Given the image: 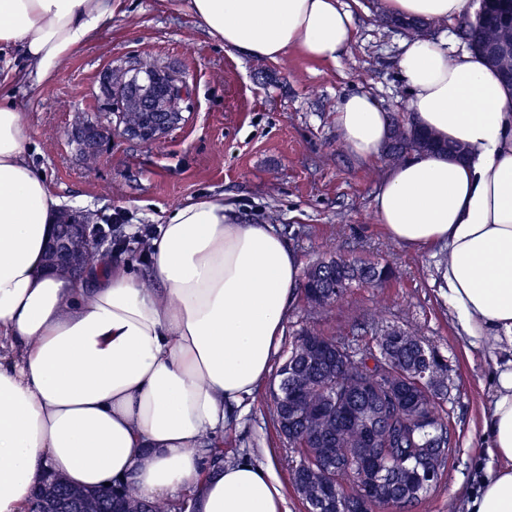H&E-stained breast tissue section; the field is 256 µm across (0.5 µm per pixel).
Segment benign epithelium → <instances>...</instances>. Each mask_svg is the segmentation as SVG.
I'll return each instance as SVG.
<instances>
[{"instance_id":"obj_1","label":"benign epithelium","mask_w":512,"mask_h":512,"mask_svg":"<svg viewBox=\"0 0 512 512\" xmlns=\"http://www.w3.org/2000/svg\"><path fill=\"white\" fill-rule=\"evenodd\" d=\"M473 23L482 31L486 61L499 71L505 83L512 85V15L490 16L482 7ZM107 87L118 90L123 98L120 107L110 112L108 123L130 140L159 145L182 124V103L190 95L184 84L173 85L158 75L149 81L136 65L130 64L102 71L99 88ZM73 136L85 160L93 162L100 153L103 127L85 122ZM93 221L90 213L61 214L46 246L48 267L77 277L93 266L99 252ZM364 399L360 419L371 433L382 425L384 410L372 394H365ZM334 508V491L327 495L314 493L308 506L311 512H330ZM27 512H142V507L139 498L130 492H87L54 476L38 485Z\"/></svg>"}]
</instances>
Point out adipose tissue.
Listing matches in <instances>:
<instances>
[{"label": "adipose tissue", "mask_w": 512, "mask_h": 512, "mask_svg": "<svg viewBox=\"0 0 512 512\" xmlns=\"http://www.w3.org/2000/svg\"><path fill=\"white\" fill-rule=\"evenodd\" d=\"M393 18L455 23L477 0H381ZM228 53L276 61L301 49L337 60L354 36L340 0H190ZM123 0H0V50L18 48L44 81L107 26ZM412 124L465 159L414 152L374 197L388 236L442 246L439 273L463 332L512 346V90L471 50L401 44ZM347 153L380 161L389 115L368 93L336 103ZM62 202L27 154L21 114L0 103V512H26L47 473L98 489L119 482L152 500L191 492L197 512H284L272 465L247 459L204 473L228 412L270 372L301 258L272 224L229 217L223 197L176 207L149 241L150 276L101 253L84 276L47 269ZM488 429L493 463L473 512H512V369L500 372Z\"/></svg>", "instance_id": "1"}]
</instances>
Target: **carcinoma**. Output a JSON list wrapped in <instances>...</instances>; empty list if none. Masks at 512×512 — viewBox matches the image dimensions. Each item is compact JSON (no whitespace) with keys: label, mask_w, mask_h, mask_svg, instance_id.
I'll return each instance as SVG.
<instances>
[{"label":"carcinoma","mask_w":512,"mask_h":512,"mask_svg":"<svg viewBox=\"0 0 512 512\" xmlns=\"http://www.w3.org/2000/svg\"><path fill=\"white\" fill-rule=\"evenodd\" d=\"M458 35L482 53V32L464 19ZM406 134L404 141L416 151L448 152V143L433 139L408 123L394 124ZM392 277L389 265L336 254L305 273L308 305L323 309L342 299L361 282L377 286ZM371 341L352 335H327L316 328L304 330L278 370L272 391L273 412L281 433L288 438L299 464L331 454L336 468L338 503L362 499L367 512L401 508L420 501L432 485L419 481L416 470L428 466L439 480L445 467L450 439L443 403L448 398V364L426 340L409 328L371 319L364 329ZM330 344L342 353L313 364L307 349ZM387 351V359L366 372L365 360ZM369 388L384 399L386 417L372 445L373 458L360 463L354 451L364 447L362 431L347 423L362 390ZM386 481L372 484L373 472ZM146 512H186L185 503L146 500Z\"/></svg>","instance_id":"carcinoma-1"}]
</instances>
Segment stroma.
I'll use <instances>...</instances> for the list:
<instances>
[{"instance_id":"35a3bbf8","label":"stroma","mask_w":512,"mask_h":512,"mask_svg":"<svg viewBox=\"0 0 512 512\" xmlns=\"http://www.w3.org/2000/svg\"><path fill=\"white\" fill-rule=\"evenodd\" d=\"M353 13L354 39L334 62L298 49L280 60L230 54L189 9V0H125L122 13L39 84L11 80L23 61L0 53V96L21 112L31 158L69 211H87L97 226L121 223L127 236L165 223L176 206L223 194L241 222L277 225L288 245L310 265L326 253L389 262L384 288H351L345 298L310 313L304 294L289 305L273 367H280L298 333L309 327L349 332L382 316L415 329L448 361L451 447L442 478L404 512H468L486 474L485 430L497 376L512 354L462 336L442 295L437 249L410 250L378 223L373 200L389 158L368 167L355 161L336 135L338 99L371 94L392 118H407V93L396 59L406 34L381 23L380 0H343ZM149 55L191 90L179 129L159 146L112 135L94 168H86L71 131L79 122H106L98 79L108 66ZM272 382L236 409L214 439L224 462L273 461L284 486L286 512H307L289 484L297 457L280 433L270 406Z\"/></svg>"}]
</instances>
